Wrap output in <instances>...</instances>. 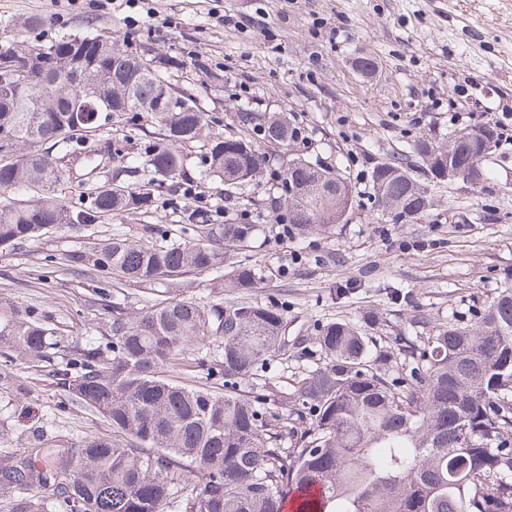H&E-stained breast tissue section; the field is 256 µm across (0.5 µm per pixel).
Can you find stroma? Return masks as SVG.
<instances>
[{
	"label": "stroma",
	"mask_w": 512,
	"mask_h": 512,
	"mask_svg": "<svg viewBox=\"0 0 512 512\" xmlns=\"http://www.w3.org/2000/svg\"><path fill=\"white\" fill-rule=\"evenodd\" d=\"M45 18L44 40L111 28L115 45L138 30L142 49L192 57L206 80L180 79L205 111L231 124L238 112H287L308 133L311 156L339 166L352 188L347 222L297 237L263 228L239 254L259 278L245 298L285 303L289 355L264 382L281 392L309 362L317 327L375 319L378 336L424 343L449 323L473 324L512 285V0H0V19ZM370 59L364 69L360 60ZM475 123L497 129L485 179L429 183L432 206L417 218H383L370 197L374 167L412 155ZM144 219L121 214L74 231L61 227L0 248V300L40 306L61 334L85 340L110 318L92 278L56 259L115 234L139 237ZM212 301L209 275L166 292L119 282L112 298L139 312L162 296ZM104 419L72 403L46 367L0 357V456L25 458L33 444L61 452L87 435L108 436Z\"/></svg>",
	"instance_id": "1"
}]
</instances>
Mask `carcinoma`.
<instances>
[{"instance_id": "obj_1", "label": "carcinoma", "mask_w": 512, "mask_h": 512, "mask_svg": "<svg viewBox=\"0 0 512 512\" xmlns=\"http://www.w3.org/2000/svg\"><path fill=\"white\" fill-rule=\"evenodd\" d=\"M11 53L18 86L0 94V128L18 152L0 155V192L38 189L33 199L0 201V247L20 248L50 227L81 228L120 212L152 213L163 191L183 196L208 183L224 185V210L210 214L190 202L177 232L142 226V238L121 234L88 253L65 257L108 284H162L207 272L227 292L254 287L258 273L236 264L258 222L284 224L290 234L328 232L352 204V189L333 165L308 162L273 168L268 144L284 150L307 141L283 113L238 112L237 133L210 136L217 117L174 83L187 63L130 52L133 70L112 33L86 31L55 40H19L0 21V56ZM79 73L106 103L115 87L133 84L131 105L163 93L193 109L150 112L157 137L135 150V112H106L94 123L69 111L72 75ZM50 142L82 159L89 175L77 201L58 186L64 165L30 150ZM199 148L201 169L186 167L183 148ZM394 159L371 174L374 205L395 215L426 207L422 187ZM269 177L257 221L234 218L236 190ZM285 309L251 300L167 299L134 316L121 304L100 336L69 345L34 307L0 305V350L52 366L53 377L78 405L112 426V437L86 436L40 468L41 449L4 469L19 495L11 512H48L36 489L47 480L61 512H281L289 493L319 486L316 512H512V288L507 286L474 326L448 324L421 347L406 336L376 346L349 322L318 326L315 367L295 376L288 411L276 399L245 389L287 352ZM215 347L205 380L180 384L188 343ZM222 379L224 391L210 385Z\"/></svg>"}]
</instances>
